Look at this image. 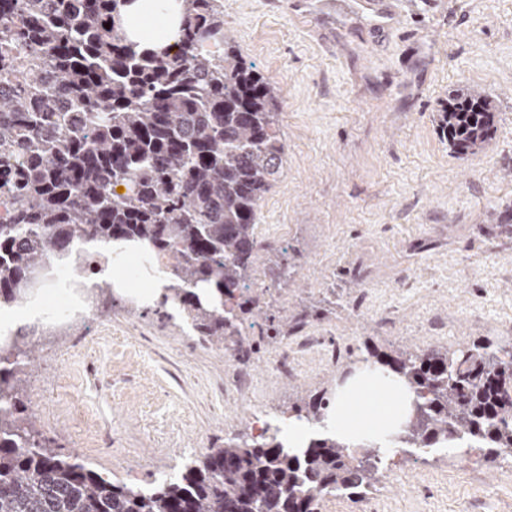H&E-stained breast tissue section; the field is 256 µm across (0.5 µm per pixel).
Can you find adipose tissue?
I'll return each mask as SVG.
<instances>
[{"instance_id": "1", "label": "adipose tissue", "mask_w": 512, "mask_h": 512, "mask_svg": "<svg viewBox=\"0 0 512 512\" xmlns=\"http://www.w3.org/2000/svg\"><path fill=\"white\" fill-rule=\"evenodd\" d=\"M180 12L179 0H134L124 10L128 34L140 46L157 44L158 30H174ZM412 400L393 371L362 367L339 388L333 410L322 420L289 417L278 437L295 453L320 437L335 438L352 449L375 444L387 448L405 423Z\"/></svg>"}]
</instances>
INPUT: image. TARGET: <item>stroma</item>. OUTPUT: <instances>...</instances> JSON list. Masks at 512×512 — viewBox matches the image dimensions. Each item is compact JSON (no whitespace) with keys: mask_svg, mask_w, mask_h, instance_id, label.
<instances>
[{"mask_svg":"<svg viewBox=\"0 0 512 512\" xmlns=\"http://www.w3.org/2000/svg\"><path fill=\"white\" fill-rule=\"evenodd\" d=\"M224 0V33L282 89L285 155L258 221L286 237L255 266L292 262L263 315H242L264 356L249 389L268 417L297 396L335 390L374 349L512 342V0H392L397 28L340 0ZM489 96L498 131L482 152L453 154L438 127L456 88ZM333 325L351 350L298 354L272 377L281 342ZM35 358L17 399L40 436L113 481L153 487L237 438L251 414L224 395L225 360L182 319L98 301L66 335L26 338ZM404 483L317 512H512V461L451 467L447 454L397 458Z\"/></svg>","mask_w":512,"mask_h":512,"instance_id":"35a3bbf8","label":"stroma"}]
</instances>
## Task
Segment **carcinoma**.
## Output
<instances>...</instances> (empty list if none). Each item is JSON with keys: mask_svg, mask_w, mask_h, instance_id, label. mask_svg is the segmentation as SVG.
Masks as SVG:
<instances>
[{"mask_svg": "<svg viewBox=\"0 0 512 512\" xmlns=\"http://www.w3.org/2000/svg\"><path fill=\"white\" fill-rule=\"evenodd\" d=\"M126 2L0 0V308L27 304L30 274L50 260L81 275L78 239L136 242L172 259L155 314L173 303L210 342L248 346L238 312L257 305V211L285 154L279 90L224 37V0H182L167 49L130 41ZM438 123L455 154L484 150L497 131L493 102L466 87ZM31 357L17 341L0 349V512H315L382 476L377 447L324 438L293 454L273 433L210 448L154 488L114 482L59 454L19 411L13 380ZM371 357L414 393L400 447L454 439L512 460V346ZM328 404L292 411L318 421Z\"/></svg>", "mask_w": 512, "mask_h": 512, "instance_id": "1", "label": "carcinoma"}]
</instances>
